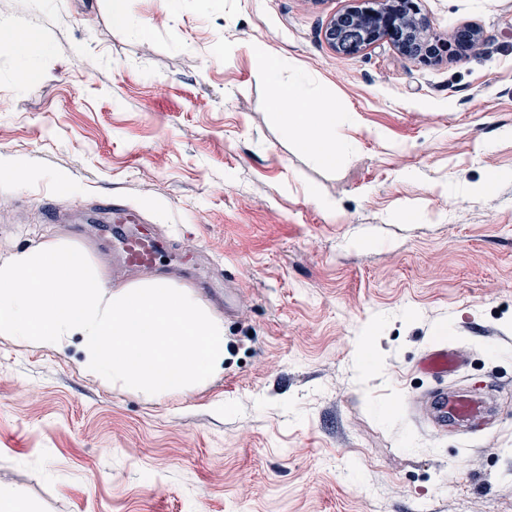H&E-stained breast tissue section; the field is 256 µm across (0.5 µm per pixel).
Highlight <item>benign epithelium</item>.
Returning <instances> with one entry per match:
<instances>
[{"mask_svg":"<svg viewBox=\"0 0 512 512\" xmlns=\"http://www.w3.org/2000/svg\"><path fill=\"white\" fill-rule=\"evenodd\" d=\"M429 30V20L416 0H377L375 7L357 3L332 16L324 38L335 51L345 54H357L380 40H388L401 55L429 65L436 60L429 51ZM480 38V30L466 27L459 31L455 42L464 50Z\"/></svg>","mask_w":512,"mask_h":512,"instance_id":"7a95c632","label":"benign epithelium"}]
</instances>
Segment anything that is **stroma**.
I'll use <instances>...</instances> for the list:
<instances>
[{"label": "stroma", "instance_id": "35a3bbf8", "mask_svg": "<svg viewBox=\"0 0 512 512\" xmlns=\"http://www.w3.org/2000/svg\"><path fill=\"white\" fill-rule=\"evenodd\" d=\"M351 0H0V263L59 239L111 287L108 200L171 256L158 277L224 319V371L148 402L60 350L0 335V489L27 512H512V0H420L467 56L336 53ZM306 77L349 147L327 166L254 51ZM52 204L63 221H44ZM482 427L408 408L430 347ZM465 364V355L455 347L439 345L425 352L420 361V370L439 380L455 376Z\"/></svg>", "mask_w": 512, "mask_h": 512}]
</instances>
